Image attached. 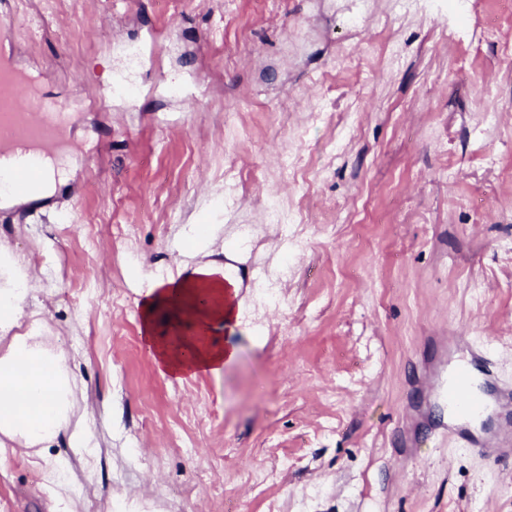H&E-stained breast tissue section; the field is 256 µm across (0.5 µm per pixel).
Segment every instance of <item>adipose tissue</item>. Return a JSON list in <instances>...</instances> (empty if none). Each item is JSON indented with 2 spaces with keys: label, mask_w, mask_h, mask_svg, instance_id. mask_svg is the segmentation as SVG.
Masks as SVG:
<instances>
[{
  "label": "adipose tissue",
  "mask_w": 512,
  "mask_h": 512,
  "mask_svg": "<svg viewBox=\"0 0 512 512\" xmlns=\"http://www.w3.org/2000/svg\"><path fill=\"white\" fill-rule=\"evenodd\" d=\"M224 268L205 264L188 274L149 279L141 305V331L162 373L175 380L200 372L220 374L230 352L210 336L213 323L231 320L234 305L224 287ZM34 285L15 253L0 243V436L44 456L67 438L90 451L91 432L75 418L78 379L67 353L56 347L43 320H26L24 304ZM191 323L178 341L153 338L159 311ZM27 372H19V365Z\"/></svg>",
  "instance_id": "1"
}]
</instances>
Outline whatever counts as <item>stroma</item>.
Here are the masks:
<instances>
[{"label":"stroma","instance_id":"35a3bbf8","mask_svg":"<svg viewBox=\"0 0 512 512\" xmlns=\"http://www.w3.org/2000/svg\"><path fill=\"white\" fill-rule=\"evenodd\" d=\"M11 8L19 65L82 102L65 178L0 198L98 442L49 451L72 512L137 489L138 512H512V462L449 436L426 388L455 333L512 385V0ZM209 263L237 282L212 329L233 358L178 381L141 290ZM61 509L1 448L0 512Z\"/></svg>","mask_w":512,"mask_h":512}]
</instances>
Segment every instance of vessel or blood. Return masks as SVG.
Listing matches in <instances>:
<instances>
[{"label": "vessel or blood", "mask_w": 512, "mask_h": 512, "mask_svg": "<svg viewBox=\"0 0 512 512\" xmlns=\"http://www.w3.org/2000/svg\"><path fill=\"white\" fill-rule=\"evenodd\" d=\"M13 30L12 13L0 9V192L24 196L61 151L75 107L30 91L29 73L15 66L22 46ZM462 350L469 363L453 366L447 381L432 379L429 391L447 404L456 433L470 448L497 460L511 458L512 388L498 385L482 350L464 337H449V353Z\"/></svg>", "instance_id": "1"}]
</instances>
